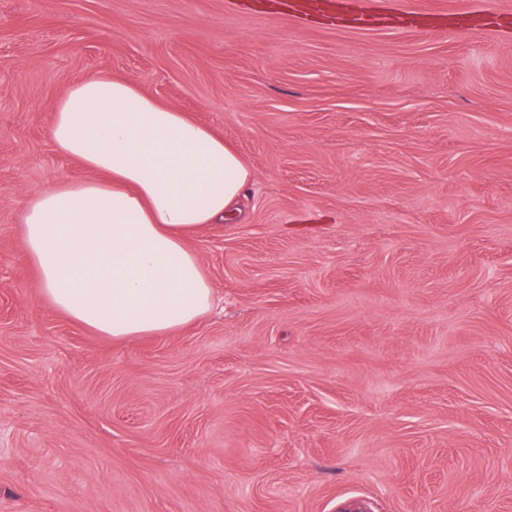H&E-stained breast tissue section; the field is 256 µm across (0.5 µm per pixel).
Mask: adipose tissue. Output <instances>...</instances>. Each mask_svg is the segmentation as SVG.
<instances>
[{"mask_svg":"<svg viewBox=\"0 0 512 512\" xmlns=\"http://www.w3.org/2000/svg\"><path fill=\"white\" fill-rule=\"evenodd\" d=\"M57 151L94 179H58L23 211L42 297L104 336L163 335L212 310L187 236L223 222L252 172L223 137L127 80L94 78L57 100Z\"/></svg>","mask_w":512,"mask_h":512,"instance_id":"ef3b65f1","label":"adipose tissue"}]
</instances>
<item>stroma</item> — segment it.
<instances>
[{
    "label": "stroma",
    "mask_w": 512,
    "mask_h": 512,
    "mask_svg": "<svg viewBox=\"0 0 512 512\" xmlns=\"http://www.w3.org/2000/svg\"><path fill=\"white\" fill-rule=\"evenodd\" d=\"M282 0H0V512H512V29ZM107 75L223 136L218 302L115 339L49 305L24 203ZM334 13L333 19H336L338 26H357L360 28H372L376 26L375 17L384 19L390 16L389 12L381 11L374 14L372 11L358 10L353 1L341 0L336 3H329L327 7ZM356 11V12H355Z\"/></svg>",
    "instance_id": "1"
}]
</instances>
